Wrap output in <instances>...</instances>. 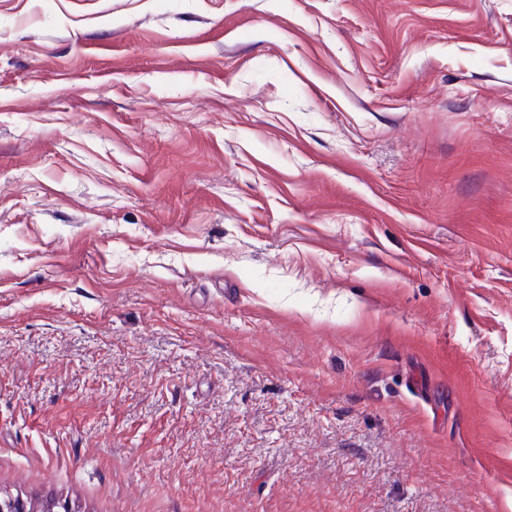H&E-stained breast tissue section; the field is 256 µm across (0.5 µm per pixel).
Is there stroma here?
I'll return each instance as SVG.
<instances>
[{
    "instance_id": "1",
    "label": "stroma",
    "mask_w": 512,
    "mask_h": 512,
    "mask_svg": "<svg viewBox=\"0 0 512 512\" xmlns=\"http://www.w3.org/2000/svg\"><path fill=\"white\" fill-rule=\"evenodd\" d=\"M512 512V0H0V495Z\"/></svg>"
}]
</instances>
